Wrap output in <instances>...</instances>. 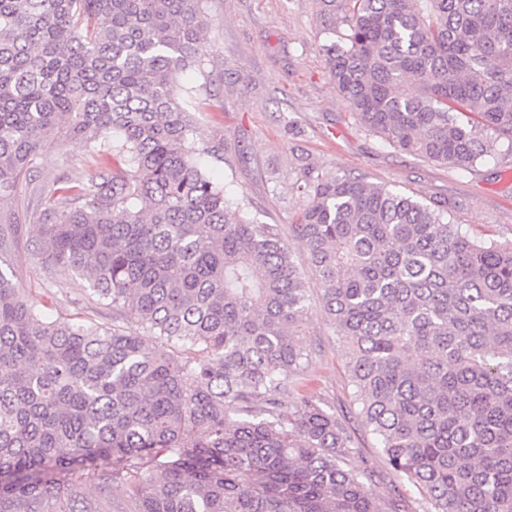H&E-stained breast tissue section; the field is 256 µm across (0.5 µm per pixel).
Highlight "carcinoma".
<instances>
[{
    "label": "carcinoma",
    "instance_id": "obj_1",
    "mask_svg": "<svg viewBox=\"0 0 512 512\" xmlns=\"http://www.w3.org/2000/svg\"><path fill=\"white\" fill-rule=\"evenodd\" d=\"M319 4L365 127L461 169L512 151V0ZM205 22L204 0H0V259L51 140L115 160L57 178L40 225L47 277H84L112 326L42 315L0 269V512H404L346 467L344 421L287 399L310 364L294 251L228 218L175 94ZM298 190L290 228L386 466L430 512H512V242L470 238L446 199L311 170Z\"/></svg>",
    "mask_w": 512,
    "mask_h": 512
}]
</instances>
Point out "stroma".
<instances>
[{
	"instance_id": "1",
	"label": "stroma",
	"mask_w": 512,
	"mask_h": 512,
	"mask_svg": "<svg viewBox=\"0 0 512 512\" xmlns=\"http://www.w3.org/2000/svg\"><path fill=\"white\" fill-rule=\"evenodd\" d=\"M204 11L207 53L178 75L176 89L193 117L201 163L233 204L260 222L291 224L305 203L294 184L309 167L319 175L362 176L422 199H448L463 232L512 241V152L500 147L476 167L460 169L404 154L365 129L330 77L323 47L336 35L324 29L318 0H206ZM213 146L218 155L210 154ZM99 172L77 145L53 141L21 182L13 210L22 233L7 262L17 288L47 315L108 325L111 309L88 302L83 278H45L37 236L56 177L89 183ZM296 260L309 291L300 342L311 365L302 393L331 412L352 415L358 450L349 468H375L379 494L399 491L407 512H427L418 491L387 469L357 419L346 350L323 313L319 281L305 255Z\"/></svg>"
}]
</instances>
